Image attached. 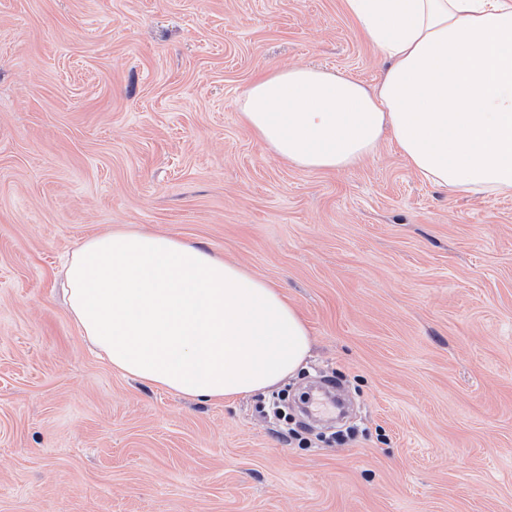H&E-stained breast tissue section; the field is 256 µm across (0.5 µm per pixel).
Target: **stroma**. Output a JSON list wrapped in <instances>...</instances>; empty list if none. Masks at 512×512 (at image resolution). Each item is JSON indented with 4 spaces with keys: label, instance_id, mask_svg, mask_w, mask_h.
Listing matches in <instances>:
<instances>
[{
    "label": "stroma",
    "instance_id": "stroma-1",
    "mask_svg": "<svg viewBox=\"0 0 512 512\" xmlns=\"http://www.w3.org/2000/svg\"><path fill=\"white\" fill-rule=\"evenodd\" d=\"M377 85L343 0H0V512H512V195L449 193L391 137L336 172L242 124L259 73ZM169 234L278 288L354 402L306 445L265 394L113 369L62 303L87 237Z\"/></svg>",
    "mask_w": 512,
    "mask_h": 512
}]
</instances>
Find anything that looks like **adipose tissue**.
<instances>
[{
	"label": "adipose tissue",
	"instance_id": "obj_1",
	"mask_svg": "<svg viewBox=\"0 0 512 512\" xmlns=\"http://www.w3.org/2000/svg\"><path fill=\"white\" fill-rule=\"evenodd\" d=\"M387 63L379 86L300 66L256 78L243 124L293 165H356L391 131L407 163L451 192H512V0H344ZM65 300L113 368L202 401L296 377L311 352L295 306L267 281L166 234L92 235Z\"/></svg>",
	"mask_w": 512,
	"mask_h": 512
}]
</instances>
